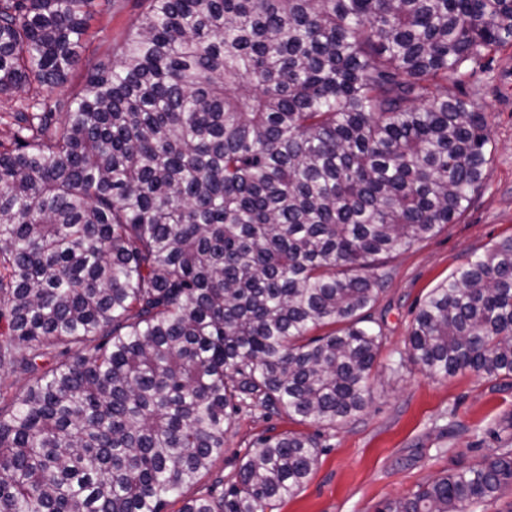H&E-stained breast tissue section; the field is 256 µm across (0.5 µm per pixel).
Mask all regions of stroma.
Masks as SVG:
<instances>
[{
	"label": "stroma",
	"mask_w": 512,
	"mask_h": 512,
	"mask_svg": "<svg viewBox=\"0 0 512 512\" xmlns=\"http://www.w3.org/2000/svg\"><path fill=\"white\" fill-rule=\"evenodd\" d=\"M143 5L144 0H113L111 11L94 12L82 59L110 53ZM459 89L492 115L496 151L489 177L461 223L386 260L388 280L372 312L386 336L373 403L356 420L321 431L309 481L267 512H382L387 502L412 496L434 478L512 448V379L486 380L470 372L432 377L400 360L428 292L469 254L512 236V45ZM298 429L308 433L312 427L242 407L224 437L223 455L166 512H179L184 500L211 489L216 479L230 480L259 439Z\"/></svg>",
	"instance_id": "1"
}]
</instances>
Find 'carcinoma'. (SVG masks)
Wrapping results in <instances>:
<instances>
[{"label":"carcinoma","mask_w":512,"mask_h":512,"mask_svg":"<svg viewBox=\"0 0 512 512\" xmlns=\"http://www.w3.org/2000/svg\"><path fill=\"white\" fill-rule=\"evenodd\" d=\"M94 0H0V93L63 86ZM66 100L0 152V512H165L246 401L336 428L372 402L383 259L458 224L491 113L458 85L512 0H145ZM325 325L338 329L317 337ZM407 360L512 378V236L419 308ZM316 438L256 443L179 512H266ZM512 449L382 512H467Z\"/></svg>","instance_id":"cac0c4a2"}]
</instances>
